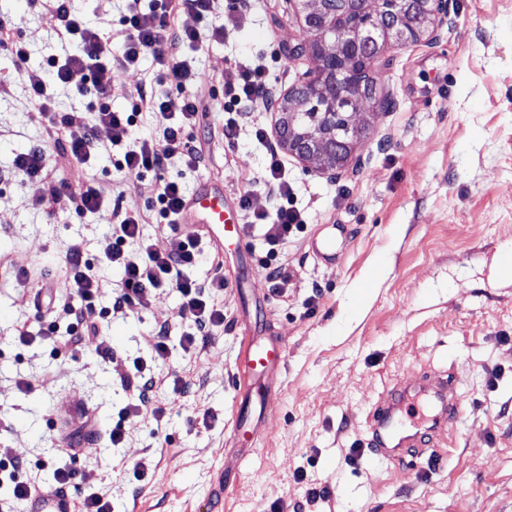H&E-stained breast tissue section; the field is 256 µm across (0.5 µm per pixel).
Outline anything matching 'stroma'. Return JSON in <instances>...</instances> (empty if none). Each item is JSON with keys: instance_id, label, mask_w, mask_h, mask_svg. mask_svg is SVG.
I'll return each mask as SVG.
<instances>
[{"instance_id": "stroma-1", "label": "stroma", "mask_w": 512, "mask_h": 512, "mask_svg": "<svg viewBox=\"0 0 512 512\" xmlns=\"http://www.w3.org/2000/svg\"><path fill=\"white\" fill-rule=\"evenodd\" d=\"M220 0L209 17L223 38L190 51L204 110L186 134L202 147L198 167L173 157L164 175L117 168L111 131L97 128L100 149L89 163L65 161L45 129L32 122L37 105L14 62L0 55V463L23 464L35 484L57 467L78 474L73 501L96 492L112 512H512V279L495 263L512 252V0H451L448 27L432 46L387 50L372 64L378 92L398 103L374 115L363 146L371 161L330 180L284 155L302 230L268 249L252 211L274 200L260 184L266 150L254 128L275 139L278 112L224 108V74L242 63L266 68L274 101L311 66L293 57L304 35L287 0ZM84 22L122 41L125 0H75ZM30 51L44 64L61 50L58 23L42 0H0ZM156 75L152 55L113 68L112 107L135 112L133 137L158 134L160 114L135 110L136 87ZM236 136L224 135L227 125ZM41 146L47 168L72 185L98 183L122 193L125 208L142 216L154 251L169 252L174 233L156 223L160 178L193 193L219 183L224 204L245 233V248L217 243L198 226L205 251L221 265L201 264L191 276L223 278L212 296L224 308L202 349L183 351L192 331L176 291L160 290L147 307L109 319L103 334L113 353L155 377L151 414L126 422L114 448L100 434L92 452L68 458L67 431L92 418L102 431L131 400L114 373L95 357L72 359L44 337L50 318L20 271L62 277L65 254L80 243L98 254L112 217L82 215L69 194L40 203L43 186L11 176L14 157ZM336 227V263L312 252L324 225ZM287 264L286 293H274L263 263ZM315 296L314 311L304 301ZM27 323L20 341L15 327ZM169 324V354L157 358L149 335ZM278 340L286 365L275 379L261 430L250 448L231 435L248 384L237 361L256 339ZM452 373L470 407L436 439L431 456L404 461L374 458L369 418L397 382ZM191 382L185 393L173 382ZM330 491L307 504L311 487Z\"/></svg>"}]
</instances>
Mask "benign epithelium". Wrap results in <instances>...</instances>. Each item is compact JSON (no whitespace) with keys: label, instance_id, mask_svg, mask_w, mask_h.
I'll use <instances>...</instances> for the list:
<instances>
[{"label":"benign epithelium","instance_id":"obj_1","mask_svg":"<svg viewBox=\"0 0 512 512\" xmlns=\"http://www.w3.org/2000/svg\"><path fill=\"white\" fill-rule=\"evenodd\" d=\"M360 4L357 15L346 26L318 8L320 0H289L293 14L307 41L296 47V55H311L313 70L288 89V98H314L321 111L312 132L298 134L293 122L279 123L281 145L288 154L309 164L313 170L339 177L356 158L358 129L355 117L360 106L395 101L386 96L370 98L363 85L371 62L393 45L424 41L436 43L448 24L449 0H353Z\"/></svg>","mask_w":512,"mask_h":512}]
</instances>
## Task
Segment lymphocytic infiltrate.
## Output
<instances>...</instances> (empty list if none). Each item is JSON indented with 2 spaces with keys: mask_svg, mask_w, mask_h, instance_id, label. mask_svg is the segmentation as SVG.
I'll list each match as a JSON object with an SVG mask.
<instances>
[{
  "mask_svg": "<svg viewBox=\"0 0 512 512\" xmlns=\"http://www.w3.org/2000/svg\"><path fill=\"white\" fill-rule=\"evenodd\" d=\"M127 12L122 18L124 40L120 48H113L110 36L84 25L72 0H53V17L60 21L69 40L78 42L77 51H63L50 55L45 66L34 68L29 64L27 47L11 33V26L0 17V54L13 58L17 72L26 83L38 105L35 118L47 124L50 130L59 131L57 140L63 156L88 163L99 149L96 139L97 125L108 126L112 143L121 147L122 155L117 164L129 173L153 172L164 174L173 156H181L187 166L198 165L202 150L185 136V129L195 123L202 107V96L194 79L195 73L187 49L204 40L223 37L220 28H185L176 25L175 17L189 13L203 20L215 10V0H151L149 10H141L139 0H127ZM152 55L157 74L154 84L136 91L138 107L159 111L165 121L161 139H135L131 128L135 115L113 110L110 100L112 86L108 74L113 67H130L138 64L144 55ZM82 74L80 89L86 100L85 112L97 115L96 125L85 121V112H57L51 108L50 88L68 83L73 74ZM176 86L178 98H171L168 86ZM225 94L231 106L248 109L269 108L271 98L262 65H243L224 76ZM262 182L278 197V205L267 216L265 241L275 247L303 226L302 216L294 206L292 189L285 174V166L278 154H271ZM73 190L79 213L95 214L109 210L112 216L111 239L100 255H89L80 245H73L65 255L64 291H45L44 300L52 307V319L45 331L50 339H63L65 345L78 354L94 355L99 361L112 365L120 383L131 390L134 400L118 414L109 432L112 445H119L125 438L124 423L139 416L151 403L153 379L142 366L127 368L118 362L111 346L102 334L104 312L98 308V298L104 286L98 275L100 265L106 264L120 270L122 287L113 296L108 312H124L129 306H148L154 292L173 288L182 298L181 312L194 325L186 334V349H197L205 342L211 326L223 322L224 312L211 306L208 292L223 287L220 278L198 280L189 271L204 257L199 248L200 238L195 234L179 233L178 219L185 200L182 186L164 179L157 194L158 214L170 230L178 234L173 250L160 254L150 244L142 241L140 215L128 212L122 199L112 196L103 186L88 183L70 188L61 179L45 181V196H57ZM138 245L136 252L125 249L127 242Z\"/></svg>",
  "mask_w": 512,
  "mask_h": 512,
  "instance_id": "f902f5d3",
  "label": "lymphocytic infiltrate"
}]
</instances>
